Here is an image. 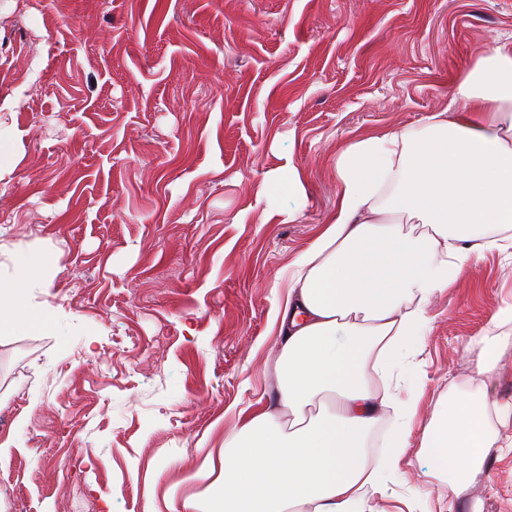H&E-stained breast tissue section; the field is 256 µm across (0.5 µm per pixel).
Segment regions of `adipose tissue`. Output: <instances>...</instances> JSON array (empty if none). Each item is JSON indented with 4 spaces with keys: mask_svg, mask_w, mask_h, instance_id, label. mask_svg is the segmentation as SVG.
Returning <instances> with one entry per match:
<instances>
[{
    "mask_svg": "<svg viewBox=\"0 0 512 512\" xmlns=\"http://www.w3.org/2000/svg\"><path fill=\"white\" fill-rule=\"evenodd\" d=\"M453 112L421 133L368 135L336 159V212L276 303L273 404L240 409L196 477L208 502L169 490L170 512H377L368 493L399 468L407 431L375 460L380 410L407 417L392 361L420 336L430 298L512 229V40L454 82ZM488 386L436 407L422 444L432 472L474 478L496 446Z\"/></svg>",
    "mask_w": 512,
    "mask_h": 512,
    "instance_id": "1",
    "label": "adipose tissue"
}]
</instances>
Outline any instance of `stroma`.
I'll use <instances>...</instances> for the list:
<instances>
[{
    "instance_id": "35a3bbf8",
    "label": "stroma",
    "mask_w": 512,
    "mask_h": 512,
    "mask_svg": "<svg viewBox=\"0 0 512 512\" xmlns=\"http://www.w3.org/2000/svg\"><path fill=\"white\" fill-rule=\"evenodd\" d=\"M511 39L512 0H0V280L54 310L0 346V512L204 491L239 410L275 398L276 297L336 209L337 156L419 132ZM290 168L299 194L266 182ZM15 251L50 259L51 287L14 279ZM509 304L512 248L428 303L380 512H512V453L452 486L421 449L450 393L489 377L512 408V351L488 376L463 349Z\"/></svg>"
}]
</instances>
